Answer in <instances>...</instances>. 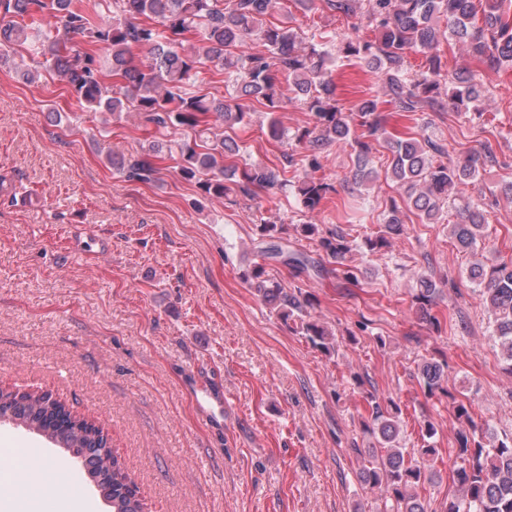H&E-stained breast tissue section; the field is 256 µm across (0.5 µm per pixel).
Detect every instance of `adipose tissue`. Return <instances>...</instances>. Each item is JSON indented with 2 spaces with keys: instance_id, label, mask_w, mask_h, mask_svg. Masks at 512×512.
<instances>
[{
  "instance_id": "ef3b65f1",
  "label": "adipose tissue",
  "mask_w": 512,
  "mask_h": 512,
  "mask_svg": "<svg viewBox=\"0 0 512 512\" xmlns=\"http://www.w3.org/2000/svg\"><path fill=\"white\" fill-rule=\"evenodd\" d=\"M47 484L53 487L62 512H80L81 501L61 469L36 462L29 453L14 458L0 473V507H6L7 512H38L42 488Z\"/></svg>"
}]
</instances>
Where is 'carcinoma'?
<instances>
[{
    "label": "carcinoma",
    "instance_id": "cac0c4a2",
    "mask_svg": "<svg viewBox=\"0 0 512 512\" xmlns=\"http://www.w3.org/2000/svg\"><path fill=\"white\" fill-rule=\"evenodd\" d=\"M325 6L345 18L355 17L356 36L342 42L339 51L354 57L373 73L385 88L390 104L400 112L466 111L482 96L484 87L476 75L448 77L438 53L440 38L469 46L483 64L493 70L512 66V21L504 19V0H323ZM316 9L315 0H0V49L22 47L28 55L42 57L48 68L86 108L101 110L120 120L134 114L149 135L141 157L108 151L107 160L129 180L151 182L158 173L151 158H168L182 179L197 184L205 199H224L241 194L255 200L258 192L295 196L300 211L316 210L335 187L323 180L288 179L286 167L310 170L322 167L326 149L341 140H353L356 154L355 182H375L378 172L369 167L371 140L384 138V119L373 97L360 100L356 113L345 115L335 98V79L329 67L326 42L334 32L308 34L277 24L269 17L290 5ZM112 15L104 20L101 13ZM369 29L374 37L365 38ZM190 34L202 36V54L180 50ZM257 36L262 49L245 51L247 40ZM147 51L136 62L134 50ZM108 53L103 67L98 51ZM418 51L424 62L412 70L407 54ZM208 62L224 74V84L233 89L230 99L191 90L199 82V65ZM288 75V86H278V74ZM452 93L440 98L441 90ZM303 104L312 126L291 139L303 152L284 155L286 166L271 168L246 162L240 167L225 160L243 157L244 148L226 130L248 122L253 103L275 112L284 101ZM363 128L352 137L350 121ZM183 137H177V134ZM390 153L386 177L405 188L407 204L424 224H437L444 208L454 209L451 233L458 245L470 252L473 262L468 277L479 288L492 317L493 333L500 347L505 370L512 375V261L496 262L480 253L479 240L485 228L483 202L458 195L456 187L476 183L482 172L498 164L490 143L478 150L448 157V148L430 138L408 136L385 138ZM399 206L391 202L379 230L365 237L369 252L389 245V238L403 232ZM294 235L315 240L328 262L343 264L358 250L357 242L341 232L328 236L319 225L304 221L293 225ZM260 236L267 246L262 256L280 257L303 271L325 266L301 251H288V227L265 221ZM256 265L250 278L258 280L264 302L313 347L329 354L336 338L327 326L311 318L309 300L285 292L263 275ZM415 303L420 314L436 330L439 319L429 306L442 288L426 273L417 277ZM448 362L425 360L418 366L419 382L428 395L448 392ZM370 422L365 433L368 448H356L361 465L358 480L377 494V512H429L428 503L416 488L435 476L431 462L436 448L407 449L400 442L397 413L390 401L383 405L372 396L366 400ZM458 420L468 423L458 429L452 481L455 499L445 512H512V437L500 438L477 429L468 407L455 406ZM35 430L55 442L64 452L81 459L88 480L97 487L110 512H143L137 494L127 489L130 479L117 455L102 444L100 430L86 421H75L62 406L44 399L18 397L0 391V418Z\"/></svg>",
    "mask_w": 512,
    "mask_h": 512
}]
</instances>
